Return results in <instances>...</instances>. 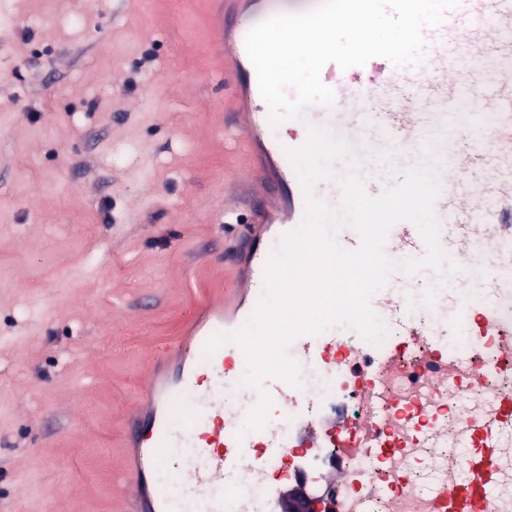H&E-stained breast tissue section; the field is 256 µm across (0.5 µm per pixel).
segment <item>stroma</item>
Returning <instances> with one entry per match:
<instances>
[{"label":"stroma","mask_w":512,"mask_h":512,"mask_svg":"<svg viewBox=\"0 0 512 512\" xmlns=\"http://www.w3.org/2000/svg\"><path fill=\"white\" fill-rule=\"evenodd\" d=\"M0 512H124L128 413L235 288L244 144L210 0H7ZM82 25H73V18Z\"/></svg>","instance_id":"stroma-1"}]
</instances>
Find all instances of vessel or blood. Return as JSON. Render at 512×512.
I'll return each mask as SVG.
<instances>
[{"instance_id":"b4317fda","label":"vessel or blood","mask_w":512,"mask_h":512,"mask_svg":"<svg viewBox=\"0 0 512 512\" xmlns=\"http://www.w3.org/2000/svg\"><path fill=\"white\" fill-rule=\"evenodd\" d=\"M221 24L224 76L232 82L237 111L231 127L243 136L252 160L239 183L266 185L286 208L271 210L243 197L227 200L224 221L242 224L250 242V269L239 290L241 320L255 312L264 289L270 259L261 249L260 226L277 233L292 230L305 212L300 181L286 148L301 147L306 131L288 137L286 145L264 142L269 121L255 69L245 41L250 30L278 16L272 0H213ZM423 56L418 67H397L383 58L341 69L328 63L321 72L332 89V106L312 105L307 121L344 136L361 159L360 173L370 195L386 185L375 176L377 156L391 152L420 161V147L436 138L434 152L441 163V194L435 210L440 220V243L450 263L465 248L482 241L507 280H512V0H459L446 11L439 26L422 31ZM458 51L475 70L492 69L488 81H466L450 61ZM469 103L472 122L449 131L448 122L462 103ZM493 115L485 126V115ZM385 252L394 260L419 258L425 247L416 228L396 224ZM384 323L403 338L400 346L379 354L368 370L357 362L364 355L363 340L353 332L344 336L302 335L290 346L293 359L326 375L358 377L360 394L370 409L351 419L335 395L322 388H300L274 378L266 388L274 405L267 425L240 435L248 411L259 395L238 388L247 359L240 346L227 344L211 357L204 347L216 332L233 330L220 305L207 306L194 326L193 341L176 361L159 358L153 377L134 407L131 449L120 480L130 487L131 512H169L171 489L154 479L167 464L165 451L174 447L170 425L172 404L196 396L185 431L194 455L184 463L183 501L187 512L205 505L207 512H292L299 507V482L288 468L298 448H326L330 455L320 465L319 481L326 493L322 512H366L372 499L384 498L391 512H482L485 498L503 472L512 470V455L503 452L499 436L512 430V401L493 403L467 423L470 446L465 475L449 481L448 464L424 457L421 433L445 439L447 422L440 414L447 389L448 338L464 319H472L482 334L498 339L499 349L486 364L488 372L512 369V315L499 311L487 299L473 312L451 278H430L403 289L385 288L371 299ZM417 378L418 389L405 392L407 379ZM419 462L429 474L426 483L411 484L406 463Z\"/></svg>"}]
</instances>
